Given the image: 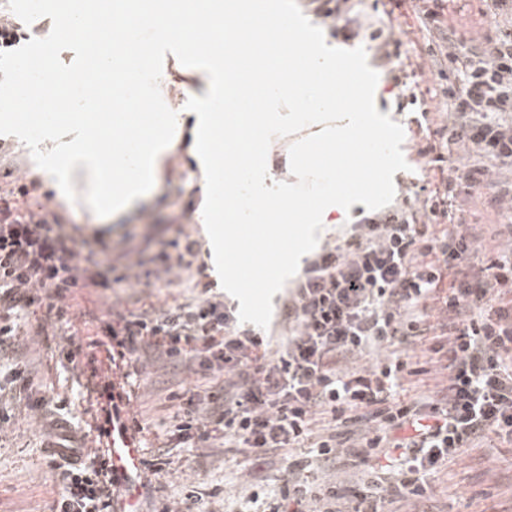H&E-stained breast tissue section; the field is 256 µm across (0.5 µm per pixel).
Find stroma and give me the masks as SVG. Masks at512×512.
<instances>
[{"label":"stroma","instance_id":"35a3bbf8","mask_svg":"<svg viewBox=\"0 0 512 512\" xmlns=\"http://www.w3.org/2000/svg\"><path fill=\"white\" fill-rule=\"evenodd\" d=\"M361 9L368 25L354 37H345L339 23L322 17L313 22L322 33L344 46L348 56L364 61L372 77L371 110L365 120L381 115L385 127L399 126L406 118V98L400 97L375 61V41L370 40L369 27L379 24L389 30V16L383 15L375 0H361ZM482 0H451L447 22L456 38L465 45H485L497 31L494 21L483 14ZM403 50L410 56L418 84L417 93L433 86L431 62L420 53L423 32L414 13L402 19ZM193 142L190 128H183L180 144L167 160L164 182L151 204L135 214L114 221L93 219L57 201V192L39 173L40 162L24 144L13 136L0 135V146L7 150L0 159V187L9 189L16 183H36L30 195L18 199L19 208H32L48 203L64 231L79 241L106 244L113 258L126 255L144 259L157 258L167 252L172 240L190 237L196 240L194 266L200 267L201 282L210 286V294L225 299L224 287L213 281L210 253L203 235L204 227L197 212L204 193L200 174L189 148ZM348 180H366L368 193L376 195L377 205L354 207L350 214L325 227L327 241L341 239L343 231L361 218L401 205L409 188H390L385 183V167L374 160H344ZM300 224H285L283 238L275 244L245 240L244 249L252 259L245 272L246 290L254 305L271 324L272 343H279L282 330L278 316L281 300L290 285L289 276L280 269L299 237ZM191 291L170 283L164 272L139 276L123 288H89L74 302V317L69 325L45 320L38 307L28 311L26 324L13 351L0 355V365L16 362L28 365L34 378L36 394L42 397L41 407L34 408L26 400L0 395V410L9 420L0 423V512H53L62 491V481L46 463L51 440L47 434L55 419H68L71 432L84 436L90 416L96 410L86 374L60 364L59 357L69 339H86L95 334L100 321L111 320L113 311H162L184 303ZM142 373L134 388L131 407L146 428L140 446L144 455H153L160 442L169 439L178 411L171 393L185 396L209 387L210 382L193 370L171 371L152 354H141ZM288 449H281L256 464L253 457L239 449L225 447L223 439L197 443L193 448H174L163 476H149L137 489L143 512H160L163 504L178 503L186 492H194L192 512H224L225 507L246 502L258 484H273L288 473ZM432 504L436 512H512V443L496 435L461 449L433 481Z\"/></svg>","mask_w":512,"mask_h":512}]
</instances>
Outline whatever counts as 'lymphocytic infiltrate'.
<instances>
[{
  "instance_id": "obj_1",
  "label": "lymphocytic infiltrate",
  "mask_w": 512,
  "mask_h": 512,
  "mask_svg": "<svg viewBox=\"0 0 512 512\" xmlns=\"http://www.w3.org/2000/svg\"><path fill=\"white\" fill-rule=\"evenodd\" d=\"M439 97L451 124L422 155L444 161L463 148L443 190L423 206L362 218L350 236L324 247L305 267L282 315L289 336L268 358L269 338L246 328L223 302L203 299L159 313H116L87 342H69L68 364L105 354L110 370H91L92 390L113 416L128 412L129 380L138 352L152 349L173 367H198L217 386L183 401L174 434L180 448L223 438L225 447L264 454L296 448L288 475L252 494L259 512H387L400 499L426 500L430 480L448 456L495 434L512 439V242L475 266L471 225L448 213L459 185L482 187L490 166L512 170V27L483 47L439 46ZM21 184L0 191V353L11 349L33 305L69 324L81 290L121 283L111 266L104 279L83 265L81 249L45 206L19 211ZM451 224L440 235L437 225ZM441 316L431 324L428 308ZM445 358L446 379L426 400L407 402L404 379L427 374L418 344ZM382 358L353 371L355 356ZM325 435L313 437L316 416ZM63 488L57 512H109L127 487L108 474L99 455L52 456ZM346 467L360 478L348 487L318 477Z\"/></svg>"
}]
</instances>
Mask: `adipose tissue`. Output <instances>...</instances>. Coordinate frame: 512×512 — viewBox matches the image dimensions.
I'll return each instance as SVG.
<instances>
[{"mask_svg": "<svg viewBox=\"0 0 512 512\" xmlns=\"http://www.w3.org/2000/svg\"><path fill=\"white\" fill-rule=\"evenodd\" d=\"M104 13L113 28L106 64L126 92L124 110L106 125L76 114L63 144L33 143L42 173L60 201L121 216L149 199L178 146L175 132L194 117L193 157L203 178L224 166L235 171L223 195L208 197L200 221L209 227L208 248L225 288L241 293V264L227 258L225 246L253 221V203L286 214L298 208L287 180L275 179L269 165L293 113H341L337 127L321 126L301 142L305 156H321L339 134L362 139L361 106L337 108L326 90L343 48L320 35L311 17L289 10L280 15L277 38L268 40L247 0H83L76 12L61 7L58 19L75 26L88 48ZM171 60L191 69L199 86L161 103L156 92L170 79ZM213 140L223 141V155L210 153Z\"/></svg>", "mask_w": 512, "mask_h": 512, "instance_id": "obj_1", "label": "adipose tissue"}]
</instances>
